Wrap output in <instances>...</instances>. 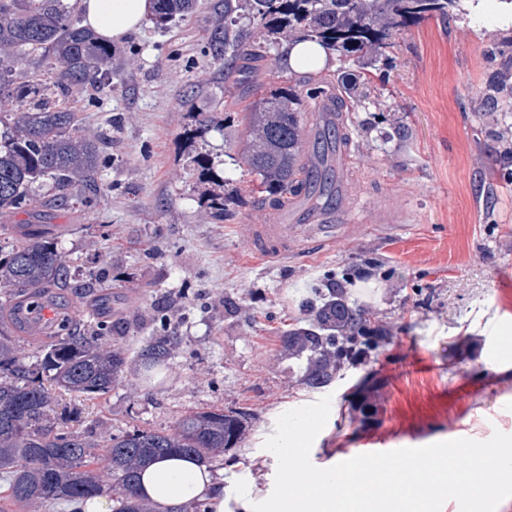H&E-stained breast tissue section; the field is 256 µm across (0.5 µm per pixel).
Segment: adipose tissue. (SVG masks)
Wrapping results in <instances>:
<instances>
[{
    "instance_id": "adipose-tissue-1",
    "label": "adipose tissue",
    "mask_w": 512,
    "mask_h": 512,
    "mask_svg": "<svg viewBox=\"0 0 512 512\" xmlns=\"http://www.w3.org/2000/svg\"><path fill=\"white\" fill-rule=\"evenodd\" d=\"M83 23L101 39L118 41L138 30L151 13V0H79ZM158 512H182L193 499H209L213 512H224V489L207 465L166 457L145 467L138 487Z\"/></svg>"
}]
</instances>
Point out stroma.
Listing matches in <instances>:
<instances>
[{
	"mask_svg": "<svg viewBox=\"0 0 512 512\" xmlns=\"http://www.w3.org/2000/svg\"><path fill=\"white\" fill-rule=\"evenodd\" d=\"M499 3L486 0L482 29L428 19L399 35L350 115L353 160L341 178L357 222L324 249L275 259L252 243L251 225L275 223L277 210L244 192L252 176L236 162L233 114L290 85L315 124L313 81L285 69L281 44L255 63L215 59L224 0H197L191 15L146 20L113 43L109 84L81 105L83 132L108 140L92 181L44 184L37 203L7 216L0 246L43 237L78 273H96L111 308L74 299L68 311L93 316L114 347L136 355L160 310L180 345L152 380L131 375L95 399L54 391L59 427L104 437L169 430L209 408L247 412L237 464L216 471L226 512L271 494L277 459L265 439L282 413L327 394L331 414L310 452L319 468L444 441L452 429L477 441L512 435V360L496 357L512 337V144L480 109ZM200 156L242 190L223 217L206 204ZM338 283L388 336L313 390L282 333L308 320L312 289Z\"/></svg>",
	"mask_w": 512,
	"mask_h": 512,
	"instance_id": "35a3bbf8",
	"label": "stroma"
}]
</instances>
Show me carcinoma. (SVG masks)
<instances>
[{"instance_id": "1", "label": "carcinoma", "mask_w": 512, "mask_h": 512, "mask_svg": "<svg viewBox=\"0 0 512 512\" xmlns=\"http://www.w3.org/2000/svg\"><path fill=\"white\" fill-rule=\"evenodd\" d=\"M152 19L164 26L191 14L195 0H153ZM460 0H224V26L212 36L216 56L236 51L242 36L236 13L253 21L248 56L263 57L280 39L316 41L338 54L339 61L362 66L352 73L337 70L336 82L310 92L329 98L337 111L346 102L335 93L343 87L366 97L372 83L368 61L390 53L395 38L425 19L453 16ZM37 54L49 78L23 80L17 65ZM112 45L101 41L72 14L64 0H0V104L9 95L21 107L0 111V214L31 201L35 186L50 181L66 188L98 167L105 146L101 136L80 133L79 102L89 86L112 78ZM486 120L497 123L512 112V70L489 75L482 87ZM245 138L240 162L256 176L255 203L281 207L289 196L309 191L312 164L303 146L302 113L294 89L278 88L241 114ZM342 134L335 127L316 133L322 167L316 198L328 203L336 196V174L328 163ZM71 289L98 305L94 275L76 277L53 243L28 239L5 249L0 246V473L8 478V507L87 499L112 491V512H150L137 493L140 471L151 460L168 455L193 456L210 465L216 454L236 448L247 433V414L214 408L183 417L173 429H134L114 435L102 445L92 437L56 428L51 422L53 398L42 382L47 374L55 386L93 398L105 395L127 377L129 358L112 347L104 333L85 322L62 332L51 322L30 328L25 307L50 304L63 289ZM308 307L313 319L305 327L284 332L288 357L306 361L303 381L311 389L330 385L347 366H357L375 353L385 334L370 325L368 313L349 305L340 289L321 304ZM25 334L43 352L35 364L19 342ZM179 336L165 331L152 336L137 352L149 370L171 358ZM107 462L98 468V460Z\"/></svg>"}]
</instances>
